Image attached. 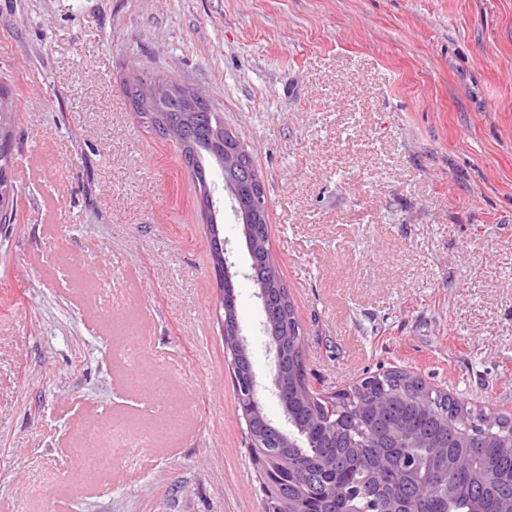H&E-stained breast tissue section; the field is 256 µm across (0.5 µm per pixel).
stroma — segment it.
<instances>
[{"mask_svg":"<svg viewBox=\"0 0 512 512\" xmlns=\"http://www.w3.org/2000/svg\"><path fill=\"white\" fill-rule=\"evenodd\" d=\"M146 76L200 90L248 145L316 389L398 367L512 416V0H0L20 140L0 512H265L201 206L123 91ZM89 431L105 471L82 462Z\"/></svg>","mask_w":512,"mask_h":512,"instance_id":"obj_1","label":"stroma"}]
</instances>
